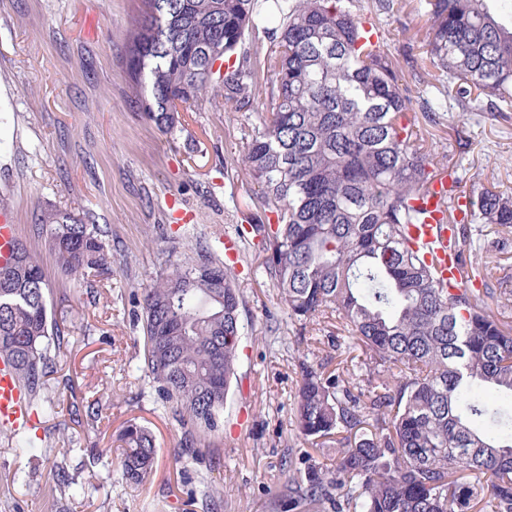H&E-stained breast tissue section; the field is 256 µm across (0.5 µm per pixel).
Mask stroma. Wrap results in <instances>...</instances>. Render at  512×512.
Segmentation results:
<instances>
[{
    "instance_id": "stroma-1",
    "label": "stroma",
    "mask_w": 512,
    "mask_h": 512,
    "mask_svg": "<svg viewBox=\"0 0 512 512\" xmlns=\"http://www.w3.org/2000/svg\"><path fill=\"white\" fill-rule=\"evenodd\" d=\"M140 0H0V209L11 210L49 283L48 305L68 343L58 358L69 388L47 421L52 452L76 483L60 494L39 451L15 454L0 435V512H275L285 460L304 455L333 467L334 453L297 437L292 426L300 365L323 363L363 373L365 354L335 327L291 349L293 325L261 270L240 277L242 350L237 382L219 430L195 455L182 453L184 430L144 378V336L135 297L189 244L235 237L251 184L242 157L260 116L229 112L204 98L182 115L176 136L162 134L137 107L125 69L126 34ZM436 152L457 166L460 191L488 182L512 195V119L449 104L429 126ZM469 141L459 151L455 139ZM56 207L102 227L109 271L97 297L64 276L32 226ZM489 255L488 304L512 322V233L480 225ZM98 400L100 419L73 406ZM148 428L157 456L150 476L126 482L114 464L130 424ZM218 491L205 500L204 486Z\"/></svg>"
}]
</instances>
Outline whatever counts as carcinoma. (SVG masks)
I'll return each instance as SVG.
<instances>
[{"label": "carcinoma", "mask_w": 512, "mask_h": 512, "mask_svg": "<svg viewBox=\"0 0 512 512\" xmlns=\"http://www.w3.org/2000/svg\"><path fill=\"white\" fill-rule=\"evenodd\" d=\"M363 0H142L126 38L135 103L174 134L179 109L210 93L233 112H258L243 163L260 214L237 225L243 254L278 289L296 343L325 322L367 358L369 385L352 386L301 363L298 435L336 438V465L288 464L279 512L330 504L334 512H512V327L485 302L487 275L473 266L474 224L512 231V197L451 184L439 223L448 225L462 282L448 286L408 235L422 223L416 201L445 170L414 112L433 125L452 99L464 111L512 116V0H424L420 67L436 93L412 95ZM263 30L264 52L250 36ZM33 234L71 276L107 269L96 224L56 208ZM170 264L143 295L144 376L172 404L189 445L218 430L237 378L239 275L218 248L199 245ZM481 282L476 287L475 282ZM47 280L18 241L0 266V356L29 392L31 410L51 419L49 394L65 343L48 311ZM370 433H360L365 427ZM14 448L46 438L7 433ZM122 476L141 483L157 449L130 424ZM60 491L74 482L50 459Z\"/></svg>", "instance_id": "1"}]
</instances>
